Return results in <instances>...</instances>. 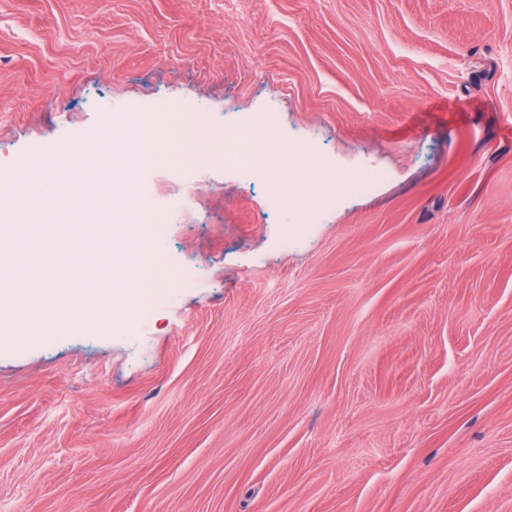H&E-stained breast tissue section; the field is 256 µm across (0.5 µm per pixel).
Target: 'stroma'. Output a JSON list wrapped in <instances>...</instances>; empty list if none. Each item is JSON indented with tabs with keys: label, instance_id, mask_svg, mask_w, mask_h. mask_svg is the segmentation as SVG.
Instances as JSON below:
<instances>
[{
	"label": "stroma",
	"instance_id": "1",
	"mask_svg": "<svg viewBox=\"0 0 512 512\" xmlns=\"http://www.w3.org/2000/svg\"><path fill=\"white\" fill-rule=\"evenodd\" d=\"M104 99L383 178L289 242L227 161L140 164L195 284L0 349V512H512V0H0V181Z\"/></svg>",
	"mask_w": 512,
	"mask_h": 512
}]
</instances>
